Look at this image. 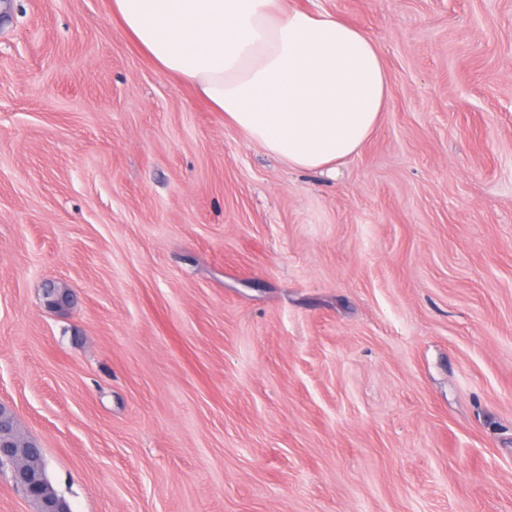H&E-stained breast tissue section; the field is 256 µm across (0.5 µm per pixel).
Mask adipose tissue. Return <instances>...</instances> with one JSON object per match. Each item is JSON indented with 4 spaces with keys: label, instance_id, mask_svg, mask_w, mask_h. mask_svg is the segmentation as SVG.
I'll return each instance as SVG.
<instances>
[{
    "label": "adipose tissue",
    "instance_id": "1",
    "mask_svg": "<svg viewBox=\"0 0 512 512\" xmlns=\"http://www.w3.org/2000/svg\"><path fill=\"white\" fill-rule=\"evenodd\" d=\"M158 70L192 85L248 141L333 175L377 131L389 82L361 29L282 0H111Z\"/></svg>",
    "mask_w": 512,
    "mask_h": 512
}]
</instances>
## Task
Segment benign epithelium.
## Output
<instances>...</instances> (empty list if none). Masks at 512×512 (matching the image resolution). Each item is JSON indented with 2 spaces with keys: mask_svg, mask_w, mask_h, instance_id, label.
<instances>
[{
  "mask_svg": "<svg viewBox=\"0 0 512 512\" xmlns=\"http://www.w3.org/2000/svg\"><path fill=\"white\" fill-rule=\"evenodd\" d=\"M12 409L0 402V470L10 473L13 487L33 512H70L51 487L40 449L17 432Z\"/></svg>",
  "mask_w": 512,
  "mask_h": 512,
  "instance_id": "1",
  "label": "benign epithelium"
}]
</instances>
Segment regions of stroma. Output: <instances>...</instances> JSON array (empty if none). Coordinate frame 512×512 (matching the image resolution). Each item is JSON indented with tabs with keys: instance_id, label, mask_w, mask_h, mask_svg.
Instances as JSON below:
<instances>
[{
	"instance_id": "35a3bbf8",
	"label": "stroma",
	"mask_w": 512,
	"mask_h": 512,
	"mask_svg": "<svg viewBox=\"0 0 512 512\" xmlns=\"http://www.w3.org/2000/svg\"><path fill=\"white\" fill-rule=\"evenodd\" d=\"M286 4L387 68L333 177L0 0V402L70 512H512V0Z\"/></svg>"
}]
</instances>
